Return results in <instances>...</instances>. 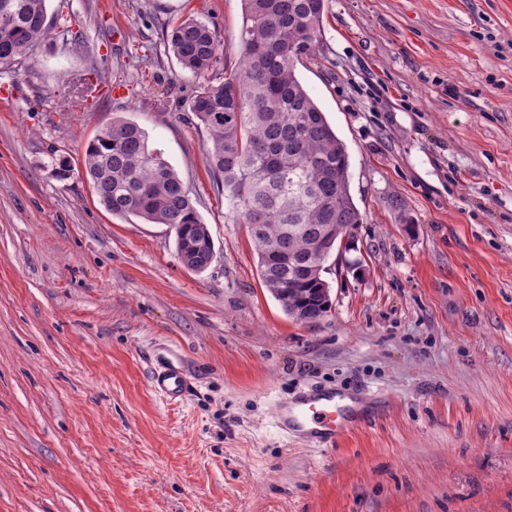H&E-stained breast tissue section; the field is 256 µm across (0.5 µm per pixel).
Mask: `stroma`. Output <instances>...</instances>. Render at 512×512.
<instances>
[{"label": "stroma", "instance_id": "35a3bbf8", "mask_svg": "<svg viewBox=\"0 0 512 512\" xmlns=\"http://www.w3.org/2000/svg\"><path fill=\"white\" fill-rule=\"evenodd\" d=\"M47 13L0 69V512H512V0H327L297 72L364 222L359 269L328 259L313 322L225 223L190 109L202 81L165 47L178 20L208 21L221 82L242 0ZM117 117L179 172L213 239L205 271L168 225L99 205L84 148ZM176 360L198 387L170 403L149 378ZM321 391L374 419L328 449L285 435L280 404Z\"/></svg>", "mask_w": 512, "mask_h": 512}]
</instances>
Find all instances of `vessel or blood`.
<instances>
[{"mask_svg":"<svg viewBox=\"0 0 512 512\" xmlns=\"http://www.w3.org/2000/svg\"><path fill=\"white\" fill-rule=\"evenodd\" d=\"M150 385L155 393L169 402L183 400L192 389L182 364L172 362L152 373ZM358 413L356 400L324 391L283 402L279 424L284 432L318 442L325 447L335 445L353 426Z\"/></svg>","mask_w":512,"mask_h":512,"instance_id":"1","label":"vessel or blood"}]
</instances>
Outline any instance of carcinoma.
Masks as SVG:
<instances>
[{"instance_id":"obj_1","label":"carcinoma","mask_w":512,"mask_h":512,"mask_svg":"<svg viewBox=\"0 0 512 512\" xmlns=\"http://www.w3.org/2000/svg\"><path fill=\"white\" fill-rule=\"evenodd\" d=\"M0 17V64H17L48 30L47 0H13ZM238 66L215 84L217 32L188 17L166 31L182 69L205 80L191 111L207 131L208 165L224 191V219L245 224L260 276L289 317L328 311L329 285L316 265L342 237L355 239L361 214L350 192L345 144L297 75L321 41L325 0H243ZM85 175L114 216L167 224L179 261L196 272L211 263L208 226L163 152L135 122L118 118L84 149Z\"/></svg>"}]
</instances>
